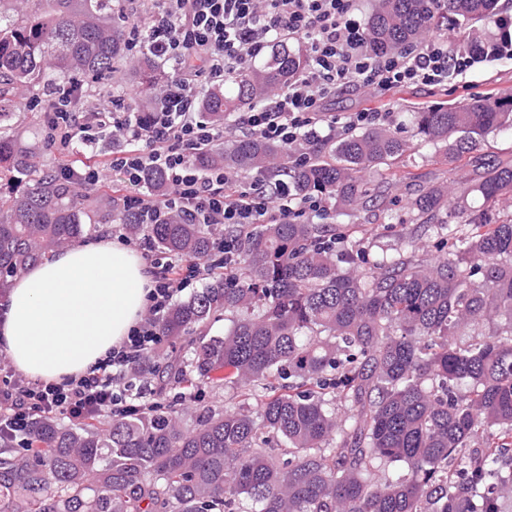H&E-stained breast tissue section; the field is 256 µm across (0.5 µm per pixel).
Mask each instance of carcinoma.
<instances>
[{"label": "carcinoma", "instance_id": "cac0c4a2", "mask_svg": "<svg viewBox=\"0 0 512 512\" xmlns=\"http://www.w3.org/2000/svg\"><path fill=\"white\" fill-rule=\"evenodd\" d=\"M118 0H0V277L71 245L96 222L122 224L161 251L202 260L213 250L204 224L175 215L142 224L120 197H90L55 177L19 132L18 91L63 93L76 79L133 80L126 110L148 112L168 79L130 55ZM498 0H376L367 47L397 52L446 26L496 23ZM308 65L282 43L260 68L202 94L216 124L266 97ZM425 140L464 162L469 197L448 205L437 186L414 199L439 225L443 258L413 254L369 263L329 224L253 226L239 271L214 277L157 324L171 342L216 314L222 336L197 343L191 368L162 367L183 388L224 369L237 402L222 411L176 410L63 426L33 421L24 455L0 459V512H507L512 506V220L490 218L512 195V157L478 153L493 131L512 130V102L474 98L412 113ZM400 131L382 127L316 151L305 166L285 147L235 140L196 158L206 170L276 172L304 196L325 189L341 211L367 197L365 175L404 154ZM398 465L403 472L384 474Z\"/></svg>", "mask_w": 512, "mask_h": 512}]
</instances>
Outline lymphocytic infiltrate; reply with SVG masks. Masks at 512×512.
Here are the masks:
<instances>
[{
    "instance_id": "lymphocytic-infiltrate-1",
    "label": "lymphocytic infiltrate",
    "mask_w": 512,
    "mask_h": 512,
    "mask_svg": "<svg viewBox=\"0 0 512 512\" xmlns=\"http://www.w3.org/2000/svg\"><path fill=\"white\" fill-rule=\"evenodd\" d=\"M361 0H123L132 52L148 51L172 66L160 111L139 120L121 100L78 107L68 95L37 100L44 139L61 156L107 134L121 147L108 163L84 162L61 169L59 177L78 190H93L110 173H119L121 198L141 223L161 224L178 213L192 224L211 226L215 252L204 264L159 254L152 260L153 287L145 314L127 339L87 374L60 383L33 381L13 368L0 369V434L26 433L43 415L61 414L82 422L107 412H130L129 369L157 350L156 323L177 296L203 270L232 271L239 238L226 237L223 225L244 233L255 224L284 222L305 214L325 215V193L296 198L287 182L269 183L257 172L243 177L221 169H198L194 157L224 137L223 126L205 121L199 100L203 88L248 67L267 48L290 39L305 45L310 63L269 101L250 107L234 121L249 134L291 149L296 164L312 155L298 143L317 145L326 135L392 120L391 111L363 108L336 114L327 100L349 88L384 95L401 87H444L472 65V55L451 53L450 40L429 33L419 44L396 53L374 54L365 47ZM162 173L166 191L145 186L149 170Z\"/></svg>"
}]
</instances>
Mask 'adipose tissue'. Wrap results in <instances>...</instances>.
Instances as JSON below:
<instances>
[{"label":"adipose tissue","mask_w":512,"mask_h":512,"mask_svg":"<svg viewBox=\"0 0 512 512\" xmlns=\"http://www.w3.org/2000/svg\"><path fill=\"white\" fill-rule=\"evenodd\" d=\"M151 287L141 257L105 240L45 254L13 282L0 351L36 380L81 376L126 339Z\"/></svg>","instance_id":"obj_1"}]
</instances>
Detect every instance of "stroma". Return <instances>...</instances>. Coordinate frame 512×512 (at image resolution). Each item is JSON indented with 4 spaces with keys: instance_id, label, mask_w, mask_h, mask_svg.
<instances>
[{
    "instance_id": "stroma-1",
    "label": "stroma",
    "mask_w": 512,
    "mask_h": 512,
    "mask_svg": "<svg viewBox=\"0 0 512 512\" xmlns=\"http://www.w3.org/2000/svg\"><path fill=\"white\" fill-rule=\"evenodd\" d=\"M466 79L472 84L468 92L418 85L386 96V104L394 111L392 126L403 129L408 148L397 164L380 166L368 174L369 192L362 208L347 213L333 209L327 217L337 232L351 235L368 259L374 260L399 250L416 251L427 260L437 258L435 236L427 225L422 224L413 201L430 186L460 187L465 170L462 164L445 161L438 145L417 135L409 115L423 107L457 104L472 95L512 88V60L478 58ZM387 181L392 184L389 194L379 196V187ZM222 378V372H214L210 379L201 382L198 392L192 397L174 381H166L162 399L177 409L188 405L214 409L232 406L235 398L230 390L224 389Z\"/></svg>"
}]
</instances>
